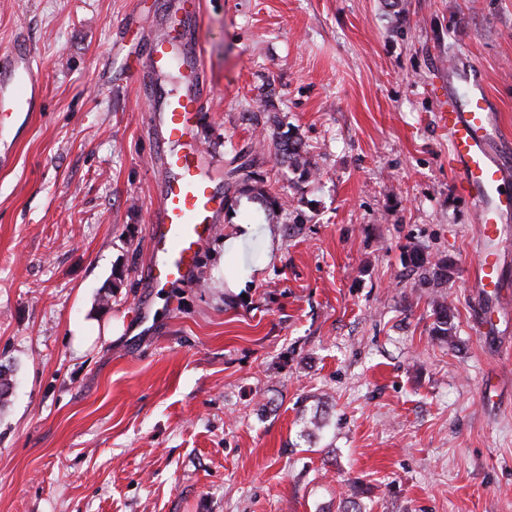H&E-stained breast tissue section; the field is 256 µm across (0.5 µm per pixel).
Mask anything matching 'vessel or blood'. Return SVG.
I'll return each instance as SVG.
<instances>
[{"label":"vessel or blood","mask_w":512,"mask_h":512,"mask_svg":"<svg viewBox=\"0 0 512 512\" xmlns=\"http://www.w3.org/2000/svg\"><path fill=\"white\" fill-rule=\"evenodd\" d=\"M199 14V0H180L170 25L183 29L182 42L160 35L139 59L158 101L156 154L170 173L150 221L151 260L145 275L156 288H170L193 276L200 247L214 233V219L224 203L195 141L196 104L207 92L197 33ZM44 89L45 75L30 46L19 44L1 54L0 125L35 111ZM431 93L448 127L449 153L460 189L477 206L485 247L474 277L481 288L499 287L498 245L504 220L512 215V170L496 147L489 97L473 72L460 74L455 87L435 86Z\"/></svg>","instance_id":"obj_1"}]
</instances>
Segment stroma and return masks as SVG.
<instances>
[{"label":"stroma","instance_id":"stroma-1","mask_svg":"<svg viewBox=\"0 0 512 512\" xmlns=\"http://www.w3.org/2000/svg\"><path fill=\"white\" fill-rule=\"evenodd\" d=\"M176 7L0 0V54L26 40L46 77L41 111L0 128V512H512V307L477 332L476 209L428 92L477 71L512 142V0H201L198 144L224 207L161 290L144 270L166 174L133 68ZM274 118L312 176L263 146ZM242 166L285 211L247 199ZM416 250L453 266L454 343L431 334ZM114 320L73 349L72 326ZM254 234V227L252 224L239 225L238 234L234 237H227L224 240V268L226 265V258H236L242 252L243 246L249 241Z\"/></svg>","mask_w":512,"mask_h":512}]
</instances>
